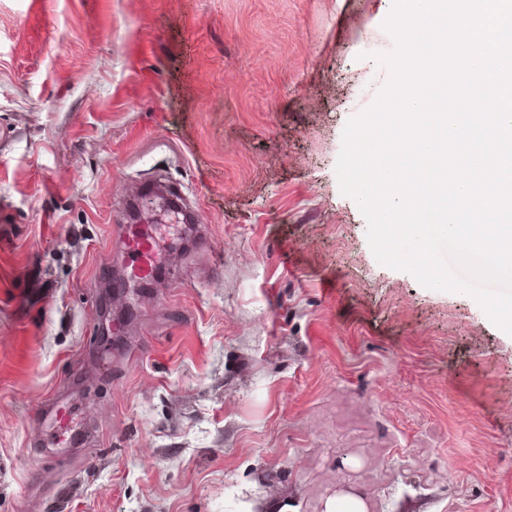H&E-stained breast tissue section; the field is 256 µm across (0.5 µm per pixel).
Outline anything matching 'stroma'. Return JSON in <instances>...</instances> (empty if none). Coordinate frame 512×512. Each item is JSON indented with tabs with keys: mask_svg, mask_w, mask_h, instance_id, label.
Here are the masks:
<instances>
[{
	"mask_svg": "<svg viewBox=\"0 0 512 512\" xmlns=\"http://www.w3.org/2000/svg\"><path fill=\"white\" fill-rule=\"evenodd\" d=\"M392 7L0 0V512H512V334L335 173ZM119 240L132 256L128 267L129 278L136 281L152 279L159 248L158 240L152 232L148 228L132 230L127 224L121 227Z\"/></svg>",
	"mask_w": 512,
	"mask_h": 512,
	"instance_id": "obj_1",
	"label": "stroma"
}]
</instances>
